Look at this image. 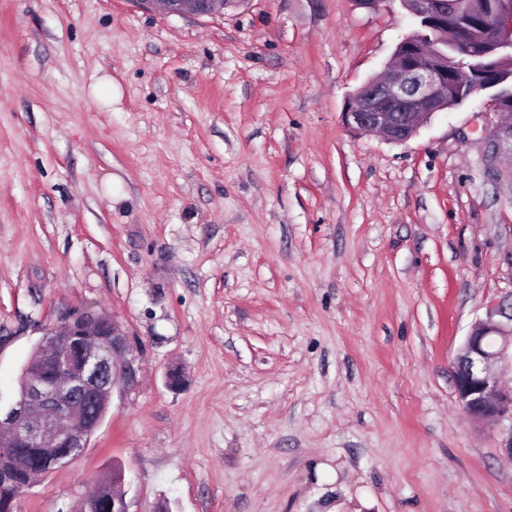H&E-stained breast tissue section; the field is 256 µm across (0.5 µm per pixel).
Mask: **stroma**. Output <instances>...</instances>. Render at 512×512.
Wrapping results in <instances>:
<instances>
[{
    "label": "stroma",
    "instance_id": "1",
    "mask_svg": "<svg viewBox=\"0 0 512 512\" xmlns=\"http://www.w3.org/2000/svg\"><path fill=\"white\" fill-rule=\"evenodd\" d=\"M412 30L397 0H0V407L74 308L138 377L16 512L116 468L128 512H512V422L450 368L512 292L498 116L482 94L401 144L342 119ZM139 8L159 15L213 17L224 15L226 9H236L249 0H133Z\"/></svg>",
    "mask_w": 512,
    "mask_h": 512
}]
</instances>
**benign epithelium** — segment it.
Here are the masks:
<instances>
[{"label":"benign epithelium","mask_w":512,"mask_h":512,"mask_svg":"<svg viewBox=\"0 0 512 512\" xmlns=\"http://www.w3.org/2000/svg\"><path fill=\"white\" fill-rule=\"evenodd\" d=\"M159 15L213 17L249 0H134ZM423 33L405 36L391 62L377 77L352 94L342 113L346 126L359 134L375 133L403 143L448 109V46L475 58L493 57L500 69L512 66V0H499L493 18L484 16L481 0H399ZM468 95H489L499 120L488 135L487 157L493 176H509L500 165L512 157V83L491 86L482 76L464 78ZM128 335L103 313L74 309L43 336L25 370L19 398L0 414V485H17L4 499L6 512L47 473L87 447L101 424L115 387L136 382L128 359ZM453 379L463 411L475 421H512V293L491 304L465 337L452 362ZM121 472L99 484L96 497L108 512H128Z\"/></svg>","instance_id":"benign-epithelium-1"}]
</instances>
